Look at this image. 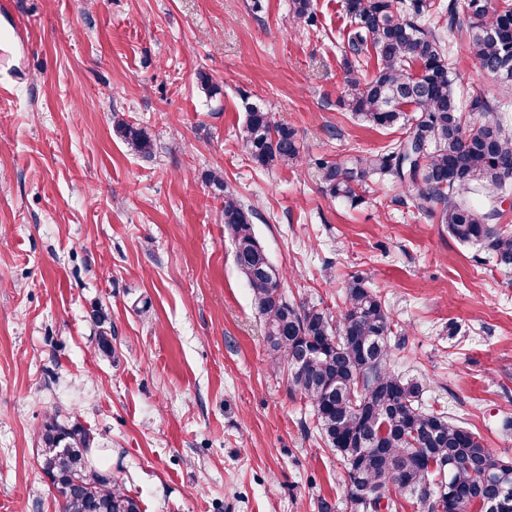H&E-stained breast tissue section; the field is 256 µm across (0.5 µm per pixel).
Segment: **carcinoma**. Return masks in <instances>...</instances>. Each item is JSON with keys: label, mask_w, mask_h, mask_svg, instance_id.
I'll use <instances>...</instances> for the list:
<instances>
[{"label": "carcinoma", "mask_w": 512, "mask_h": 512, "mask_svg": "<svg viewBox=\"0 0 512 512\" xmlns=\"http://www.w3.org/2000/svg\"><path fill=\"white\" fill-rule=\"evenodd\" d=\"M291 10L297 22L314 25L312 0H292ZM344 11L353 30L343 55V106L377 128L399 123L408 104L419 115L405 138L383 150L323 163L324 190L356 204L369 181L389 179L418 209L438 215L456 240L512 270V230L501 227L504 211L496 202L512 182L504 169L512 135L492 99L475 94L463 103L445 41V34H459L486 75L512 84V0H468L462 18L458 0H344ZM368 51L376 68L366 78ZM115 130L133 152H151L143 130L120 120ZM241 142L262 169L301 158L295 131L256 105L248 107ZM210 182L223 192L224 227L264 321L272 362L286 374L290 392L312 405L321 439L341 459L349 512H398L400 496L422 512H512V469H486L496 452L447 411L424 408L422 384L393 370L395 322L365 279L348 281L336 317L289 301L284 272L253 232L255 210L221 177ZM39 440L42 471L61 498V512H140L112 473L89 465L96 444L89 429L51 420ZM398 472L402 484L390 485ZM357 484L373 494L357 498Z\"/></svg>", "instance_id": "carcinoma-1"}]
</instances>
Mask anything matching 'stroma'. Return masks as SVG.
<instances>
[{
	"instance_id": "obj_1",
	"label": "stroma",
	"mask_w": 512,
	"mask_h": 512,
	"mask_svg": "<svg viewBox=\"0 0 512 512\" xmlns=\"http://www.w3.org/2000/svg\"><path fill=\"white\" fill-rule=\"evenodd\" d=\"M343 5L314 0L310 27L291 0H15L30 36L0 44V81L23 75L0 96V512H59L40 467L50 417L95 434L94 461L141 512H319L322 499L347 512L311 406L271 365L213 172L256 208L289 298L335 314L366 278L406 330L395 371L512 462V273L395 183L356 204L323 189V162L408 130L343 108ZM452 67L465 93L501 102L512 133V85L458 40ZM251 105L294 129L298 166L248 160ZM119 118L150 156L115 134ZM115 130L133 152L142 155H147L151 152V141L142 129L118 120Z\"/></svg>"
}]
</instances>
